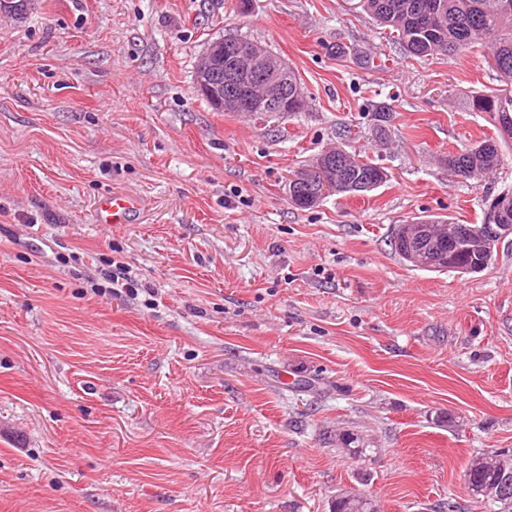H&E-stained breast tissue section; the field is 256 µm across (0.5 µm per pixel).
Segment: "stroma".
<instances>
[{
	"label": "stroma",
	"mask_w": 512,
	"mask_h": 512,
	"mask_svg": "<svg viewBox=\"0 0 512 512\" xmlns=\"http://www.w3.org/2000/svg\"><path fill=\"white\" fill-rule=\"evenodd\" d=\"M265 46L308 106L285 127L218 112L216 39ZM486 48L403 54L360 0H33L0 15V512H496L464 474L512 451V235L485 271L408 267L419 216L481 223L512 189L449 152L495 136L464 92ZM390 105L386 139L367 114ZM340 147L376 189L311 209L290 171ZM132 223L100 224L109 194ZM121 262L137 296L104 289ZM376 452L336 447L343 431ZM386 174L387 172L384 166L375 163L369 158L354 160L348 173V177L353 179V181H343L342 188L338 189L336 193L341 194L369 191V189L353 188V184L364 179L366 181L375 180L376 183L374 185H379L385 179ZM138 200L129 195H110L99 200L96 208L100 224H126L128 218L139 209ZM333 512H377V508L369 495L352 491L336 496Z\"/></svg>",
	"instance_id": "obj_1"
}]
</instances>
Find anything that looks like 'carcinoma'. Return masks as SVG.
<instances>
[{
  "mask_svg": "<svg viewBox=\"0 0 512 512\" xmlns=\"http://www.w3.org/2000/svg\"><path fill=\"white\" fill-rule=\"evenodd\" d=\"M428 4L432 22L423 26L416 21L422 4ZM363 8L380 25L395 33L403 50L413 57L437 55L455 56L487 40L490 45L492 70L500 87L490 93L470 95L466 105L471 112H488L496 120V129H512V0H363ZM392 110L387 106L374 107L368 113L373 130L386 135ZM507 143L503 135L483 139L448 155L445 165L459 177L469 179L475 174L484 178L502 164L501 145ZM349 180L343 181L338 193H356L353 183L361 180L380 184L386 177L385 167L366 158L352 163ZM448 255L449 271L463 267L492 265L496 248L491 253H479L463 248L462 244L442 245ZM336 446L353 457H367L373 452L359 434L345 432L336 435ZM465 481L471 496L486 499L498 505V512H512V497L503 498L491 493L493 489H512V455L490 458L477 454L467 466ZM333 512H377L374 500L359 491L336 496Z\"/></svg>",
  "mask_w": 512,
  "mask_h": 512,
  "instance_id": "1",
  "label": "carcinoma"
}]
</instances>
